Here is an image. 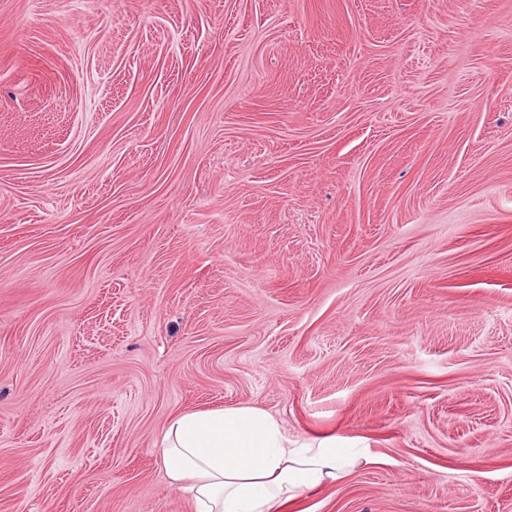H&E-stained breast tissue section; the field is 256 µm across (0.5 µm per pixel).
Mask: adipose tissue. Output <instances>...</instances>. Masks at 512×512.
<instances>
[{
    "label": "adipose tissue",
    "instance_id": "1",
    "mask_svg": "<svg viewBox=\"0 0 512 512\" xmlns=\"http://www.w3.org/2000/svg\"><path fill=\"white\" fill-rule=\"evenodd\" d=\"M158 455L173 486H187L195 512H279L306 489L343 479L356 456L332 442L289 447L279 423L250 406L183 413Z\"/></svg>",
    "mask_w": 512,
    "mask_h": 512
}]
</instances>
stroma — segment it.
<instances>
[{
	"label": "stroma",
	"mask_w": 512,
	"mask_h": 512,
	"mask_svg": "<svg viewBox=\"0 0 512 512\" xmlns=\"http://www.w3.org/2000/svg\"><path fill=\"white\" fill-rule=\"evenodd\" d=\"M236 406L359 452L283 512H512V0H0V512Z\"/></svg>",
	"instance_id": "1"
}]
</instances>
